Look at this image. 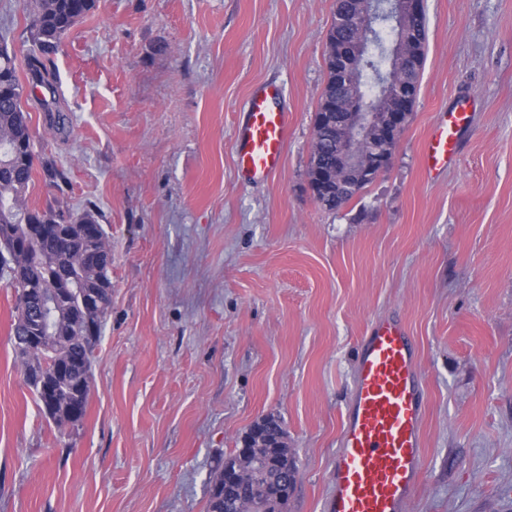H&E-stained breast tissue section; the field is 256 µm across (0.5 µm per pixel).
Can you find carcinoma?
<instances>
[{
	"mask_svg": "<svg viewBox=\"0 0 512 512\" xmlns=\"http://www.w3.org/2000/svg\"><path fill=\"white\" fill-rule=\"evenodd\" d=\"M99 0H31L30 26L25 63L29 85L46 88L50 98H41L45 121L56 134L68 132L69 121L56 98L50 55L59 51L74 26L98 8ZM356 12L359 0H346L333 14V22L326 38V66L328 77L319 109L315 115L313 149L308 175L335 161L336 142L332 130L324 123V105L327 99L345 93L349 85L336 71V41L349 45L359 39L351 29L342 10ZM395 29L384 18L366 37L365 55L359 63L358 82L366 96L367 108H375L381 95L377 84L367 80L368 74L381 75L390 71L391 57L387 46ZM28 89L17 75L15 56L0 48V259L8 271L0 266V278L13 290L25 291L35 285L50 294L59 283L69 285L66 297L51 315L49 326L56 339L51 343L37 341L24 348L16 339L28 332L13 307L12 346L38 404H43V388L53 391L54 404L45 411L58 431L80 422L87 410L93 379L94 349L102 334L106 316L112 306V276L110 266H96L88 259L94 241L110 242L108 232L100 223V214L93 205L75 213L64 202L33 208L28 204L29 187L33 181L36 158L35 141L27 111L22 99ZM45 179L60 187L67 183L66 172L48 158L41 163ZM371 184L369 180L352 179L333 186L331 200L325 206L332 211L359 196ZM68 224L73 238L64 241L56 235L35 238L30 233L32 224ZM296 460L288 455V467L281 471L251 469L239 481L231 496L224 497V466L220 465L211 481L207 512H239L240 503L254 497L265 486L280 483L282 478L295 482Z\"/></svg>",
	"mask_w": 512,
	"mask_h": 512,
	"instance_id": "carcinoma-1",
	"label": "carcinoma"
}]
</instances>
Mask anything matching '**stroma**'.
<instances>
[{"label":"stroma","mask_w":512,"mask_h":512,"mask_svg":"<svg viewBox=\"0 0 512 512\" xmlns=\"http://www.w3.org/2000/svg\"><path fill=\"white\" fill-rule=\"evenodd\" d=\"M416 102L389 168L337 211L309 188L335 0H101L53 58L67 135L30 122L96 205L112 307L85 417L58 435L10 341L0 280V512H206L248 428L279 418L297 463L284 512H323L358 344L400 317L428 399L407 512H512V0H425ZM29 15L0 0L24 69ZM294 119L279 173L243 180L251 91ZM472 100L458 156L426 172L440 112Z\"/></svg>","instance_id":"stroma-1"}]
</instances>
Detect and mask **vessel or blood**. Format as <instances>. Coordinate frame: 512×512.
Masks as SVG:
<instances>
[{
    "label": "vessel or blood",
    "mask_w": 512,
    "mask_h": 512,
    "mask_svg": "<svg viewBox=\"0 0 512 512\" xmlns=\"http://www.w3.org/2000/svg\"><path fill=\"white\" fill-rule=\"evenodd\" d=\"M280 90L251 94L247 118L236 130L237 166L248 180L267 178L284 161L291 118L279 109ZM466 107L449 113L429 134L426 163H452ZM356 381L330 474L327 512H407L421 478L424 396L418 356L406 325L375 322L356 357Z\"/></svg>",
    "instance_id": "b4317fda"
}]
</instances>
